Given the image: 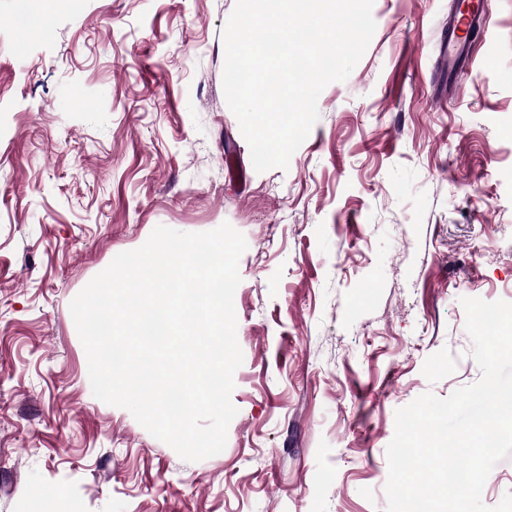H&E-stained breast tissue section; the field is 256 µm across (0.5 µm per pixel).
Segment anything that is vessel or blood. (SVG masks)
Wrapping results in <instances>:
<instances>
[{"label":"vessel or blood","instance_id":"b4317fda","mask_svg":"<svg viewBox=\"0 0 512 512\" xmlns=\"http://www.w3.org/2000/svg\"><path fill=\"white\" fill-rule=\"evenodd\" d=\"M487 26L484 0H469L467 10H452L439 45V53L448 73L472 65L474 46Z\"/></svg>","mask_w":512,"mask_h":512}]
</instances>
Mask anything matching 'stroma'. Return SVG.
<instances>
[{"mask_svg":"<svg viewBox=\"0 0 512 512\" xmlns=\"http://www.w3.org/2000/svg\"><path fill=\"white\" fill-rule=\"evenodd\" d=\"M236 0H0V512H387L395 412L476 382L460 300L512 302V0L439 76L454 0H375L288 168L222 77ZM230 224L243 363L187 462L97 399L72 299L160 225Z\"/></svg>","mask_w":512,"mask_h":512,"instance_id":"obj_1","label":"stroma"}]
</instances>
